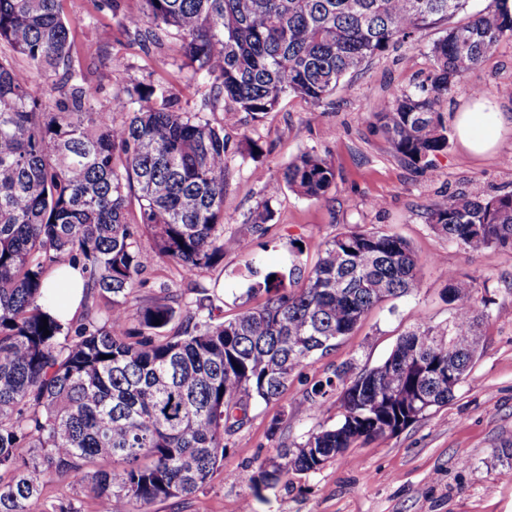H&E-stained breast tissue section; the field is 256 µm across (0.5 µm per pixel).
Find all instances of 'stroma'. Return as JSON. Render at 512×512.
Masks as SVG:
<instances>
[{"instance_id":"35a3bbf8","label":"stroma","mask_w":512,"mask_h":512,"mask_svg":"<svg viewBox=\"0 0 512 512\" xmlns=\"http://www.w3.org/2000/svg\"><path fill=\"white\" fill-rule=\"evenodd\" d=\"M62 7L70 21L73 62L96 83L100 98L140 84L165 92L179 111L206 112L209 84L182 66L178 37L166 35L161 45L144 46L121 27L123 14L139 11L140 0H62ZM442 35V28H431L417 41L390 46L319 105L291 95L261 119L244 112L209 114L223 124L230 141L224 237L231 245L217 264L192 274L163 262L148 268L133 307L164 290L191 302L203 288L215 318H233L263 300L250 292L254 279L248 265L283 274L297 264L312 267L326 242L348 230H379L405 239L421 260L418 288L372 308L334 350L309 359L279 401L252 405L249 421L226 439L223 468L195 496L133 502L130 512H239L244 502L252 512H512V480L505 479L507 465L499 456L500 449L512 448V247L471 254L448 243L427 220L428 208L451 193L512 192V166L504 162L512 156V128H504L495 151L485 155L472 154L450 136L447 150L417 169L399 160L372 118L393 91H413L424 83L429 49ZM116 59L122 67H113ZM510 86L512 40H504L441 102L447 127H454L475 87L512 113V96L505 93ZM304 151L335 167V189L319 201L286 188L269 197L267 184L281 179ZM265 202L274 217L259 233L250 217ZM236 239L248 240L249 251L235 249ZM448 270L472 282L474 298L486 302L488 313L480 355L454 400L395 435L356 443L346 458L319 471L290 474L271 488L258 486V461L339 418L332 401L321 412L300 417L288 414L291 404L302 403L336 369L356 374L381 364L398 337L417 323L447 322Z\"/></svg>"}]
</instances>
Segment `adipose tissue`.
Wrapping results in <instances>:
<instances>
[{
  "label": "adipose tissue",
  "mask_w": 512,
  "mask_h": 512,
  "mask_svg": "<svg viewBox=\"0 0 512 512\" xmlns=\"http://www.w3.org/2000/svg\"><path fill=\"white\" fill-rule=\"evenodd\" d=\"M508 124H512V114L501 111L496 102L482 97L458 112L455 118L460 141L477 153L493 150L500 130Z\"/></svg>",
  "instance_id": "obj_1"
}]
</instances>
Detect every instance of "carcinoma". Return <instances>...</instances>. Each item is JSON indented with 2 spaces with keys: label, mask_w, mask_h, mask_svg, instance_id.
<instances>
[{
  "label": "carcinoma",
  "mask_w": 512,
  "mask_h": 512,
  "mask_svg": "<svg viewBox=\"0 0 512 512\" xmlns=\"http://www.w3.org/2000/svg\"><path fill=\"white\" fill-rule=\"evenodd\" d=\"M61 2L0 0V45L10 50L0 54V512H31L46 477L128 512L134 500L195 495L224 465V435L246 423L251 404L279 400L310 357L333 350L376 305L415 291L420 259L399 236L349 230L296 287L267 273L264 301L232 319H214L205 293L183 310L166 293L140 307L133 326L144 270L166 259L192 272L224 256L229 144L223 128L152 88L128 87L103 108L73 65ZM508 2L490 0L455 23L468 0H142L124 25L176 32L182 56L211 84L210 111L232 104L256 119L288 95L320 104L365 61L446 22L426 83L373 113L394 153L425 168L448 147L439 99L512 39ZM51 79L64 95L53 111L42 92ZM283 185L321 200L336 170L305 151L269 194ZM429 223L470 252L512 247V192L450 196ZM62 266L86 275L76 323L48 309L46 277ZM445 278L448 322L417 325L355 377L335 371L293 414L318 413L335 397L341 419L261 461L257 484L318 471L453 400L488 314L471 284Z\"/></svg>",
  "instance_id": "cac0c4a2"
}]
</instances>
